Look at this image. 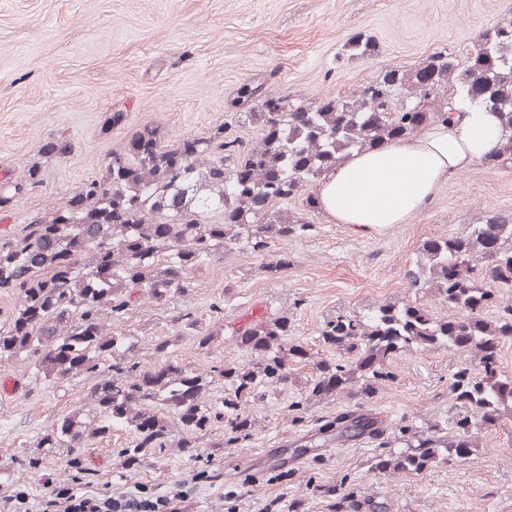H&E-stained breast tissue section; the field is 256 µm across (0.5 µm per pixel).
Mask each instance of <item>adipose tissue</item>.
Wrapping results in <instances>:
<instances>
[{
    "mask_svg": "<svg viewBox=\"0 0 512 512\" xmlns=\"http://www.w3.org/2000/svg\"><path fill=\"white\" fill-rule=\"evenodd\" d=\"M500 134L496 113L469 105L421 137L353 154L317 182L313 195L332 224H401L420 214L451 176L481 163Z\"/></svg>",
    "mask_w": 512,
    "mask_h": 512,
    "instance_id": "1",
    "label": "adipose tissue"
}]
</instances>
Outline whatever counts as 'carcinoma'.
I'll return each instance as SVG.
<instances>
[{
	"label": "carcinoma",
	"mask_w": 512,
	"mask_h": 512,
	"mask_svg": "<svg viewBox=\"0 0 512 512\" xmlns=\"http://www.w3.org/2000/svg\"><path fill=\"white\" fill-rule=\"evenodd\" d=\"M345 47L353 58L377 54V44L361 34ZM239 98L257 101L252 116L262 136L256 144L226 138L221 125L209 137L168 147L157 128L146 126L99 177L28 225L24 235L0 237V289L18 299L7 328L0 329V361L27 352L38 373L58 382L102 371L93 390L99 419L87 424L75 414L63 416L41 434L38 447L73 450L114 427H128L136 444L124 454L134 466L146 449L162 448L172 436L166 412L176 416V445L190 457L216 419H224L229 438L249 437L253 420L238 410L239 395L263 396L267 386L288 385L294 366L307 359L302 345H284L288 316L257 318L237 330L255 363L224 366V402L206 407L200 399L204 384L188 368L170 363L137 369L126 338L104 333L103 307L123 312L141 290L158 303L181 297L195 287L193 272L201 263L237 244L271 255L267 272L281 273L288 254L273 246L306 235L310 224L277 210V204L300 197L355 151L417 137L448 120L453 98L499 115L500 144L482 165H511L512 18L485 29L461 60L453 52H436L414 72L389 68L349 95L312 104L245 85ZM406 278L412 288L432 289L456 313L439 319L416 301L339 316L321 336L347 358L317 362L307 386L310 398L366 397L389 377L384 364L402 349L473 354L452 377L459 410L451 435L426 423L388 433L358 411L322 426L347 441L378 440L383 452L371 468L383 475L420 474L464 457L475 427L512 422V376L498 363L502 344L512 341V307L493 321L484 316L495 300L491 284L512 282V214L494 213L465 234L428 241ZM180 327L195 331L198 346L209 347L213 333L196 330L190 314ZM325 496L336 512H386L384 502L335 486Z\"/></svg>",
	"instance_id": "obj_1"
}]
</instances>
